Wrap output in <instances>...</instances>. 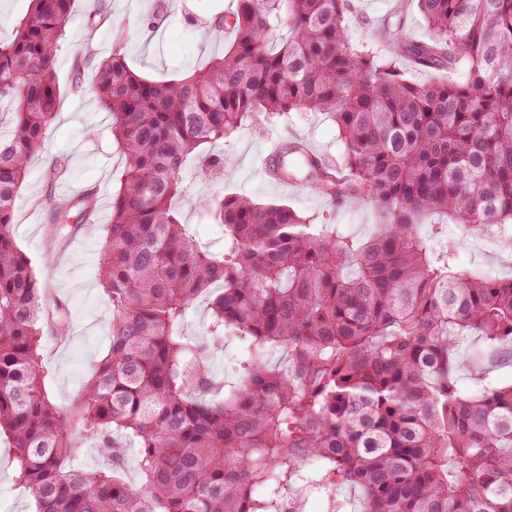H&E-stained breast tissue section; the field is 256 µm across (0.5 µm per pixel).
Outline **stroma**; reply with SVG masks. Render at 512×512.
<instances>
[{
	"mask_svg": "<svg viewBox=\"0 0 512 512\" xmlns=\"http://www.w3.org/2000/svg\"><path fill=\"white\" fill-rule=\"evenodd\" d=\"M233 0H77L69 26V46L56 59V76L62 89L58 114L43 150L31 164L30 173L16 204L14 232L18 246L28 254L46 288L68 304L70 332L44 338L43 372L53 402L70 406L81 394L98 355L109 347L111 309L96 277L99 249L108 221L112 192L118 186L122 162L112 144V119L100 105L92 81L99 58L110 55L116 33L124 35V52L131 68L157 81L169 80L206 64L223 51L225 41L213 27L216 16L233 9ZM306 142L316 153L339 160L342 146L336 125L320 112H290L264 128L242 127L218 149L228 164L222 178L204 182L195 167L182 174L186 200L178 208L183 223L192 225L201 247H224V231L205 212L191 206L197 197L221 198L245 195L259 203L285 204L320 224L338 225L341 232L366 239L374 230L377 214L359 200L344 204L322 197L309 187L284 189L264 167L265 152L276 137ZM62 158L69 174L48 184L44 172L52 160ZM95 189L97 206L91 219L93 231L81 237L70 251L67 265L56 262L47 245L46 211L32 208L34 199L45 196L73 198ZM463 267L512 277V252L500 242L467 235L449 225ZM476 340L464 342V362L458 385L466 392L487 385L512 383V356L483 364L473 370ZM16 463L6 438H0V512H34L31 497L15 484Z\"/></svg>",
	"mask_w": 512,
	"mask_h": 512,
	"instance_id": "35a3bbf8",
	"label": "stroma"
}]
</instances>
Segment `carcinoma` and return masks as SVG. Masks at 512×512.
Here are the masks:
<instances>
[{
    "label": "carcinoma",
    "mask_w": 512,
    "mask_h": 512,
    "mask_svg": "<svg viewBox=\"0 0 512 512\" xmlns=\"http://www.w3.org/2000/svg\"><path fill=\"white\" fill-rule=\"evenodd\" d=\"M74 2L30 0L0 40L12 125L0 139V435L35 512H280L299 483L329 494L336 477L362 512H512V384L464 393L456 380L466 337L512 351V278L461 267L444 242L450 223L512 224V0H396V21L367 41L350 33L355 0H235L224 52L166 81L132 70L117 34L94 74L123 160L97 267L110 343L61 408L41 351L45 329L68 334V309L17 245L13 217L57 113ZM413 7L426 41L399 36ZM403 59L467 70L417 83ZM293 111L334 119L342 161L287 143L282 156L298 160L280 173L367 202L374 233L360 241L229 195L194 201L224 227V249L202 250L176 208L186 162L218 179L212 146ZM36 205L52 208L62 239L96 199ZM202 299L199 339L184 323ZM226 342L246 348L230 381L206 366ZM277 349L287 361L273 366ZM78 442L106 463L74 465ZM130 442L135 487L122 479Z\"/></svg>",
    "instance_id": "1"
}]
</instances>
